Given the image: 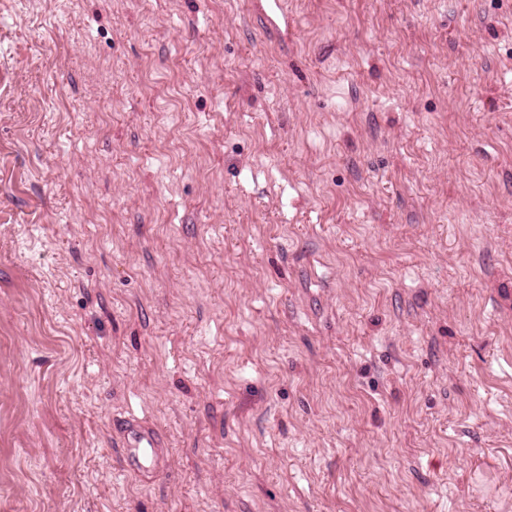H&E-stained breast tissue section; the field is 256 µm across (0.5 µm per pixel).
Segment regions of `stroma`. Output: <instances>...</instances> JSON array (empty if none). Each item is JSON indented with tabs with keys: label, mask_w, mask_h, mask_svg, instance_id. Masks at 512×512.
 I'll list each match as a JSON object with an SVG mask.
<instances>
[{
	"label": "stroma",
	"mask_w": 512,
	"mask_h": 512,
	"mask_svg": "<svg viewBox=\"0 0 512 512\" xmlns=\"http://www.w3.org/2000/svg\"><path fill=\"white\" fill-rule=\"evenodd\" d=\"M286 2L0 0V512H512V0ZM124 438V449L128 459L127 471L137 476L141 474L160 475L167 468L168 460L161 451L158 433L134 419L120 424Z\"/></svg>",
	"instance_id": "obj_1"
}]
</instances>
